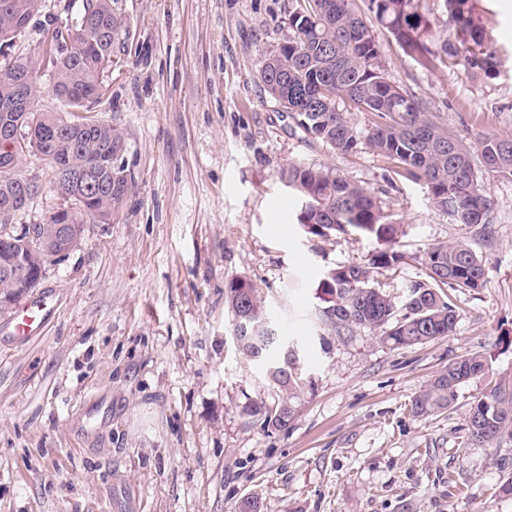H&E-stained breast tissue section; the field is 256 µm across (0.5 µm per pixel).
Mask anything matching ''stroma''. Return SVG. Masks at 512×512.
Segmentation results:
<instances>
[{"label": "stroma", "mask_w": 512, "mask_h": 512, "mask_svg": "<svg viewBox=\"0 0 512 512\" xmlns=\"http://www.w3.org/2000/svg\"><path fill=\"white\" fill-rule=\"evenodd\" d=\"M83 0H43L13 53L39 56L46 24L73 25ZM121 25L105 95L90 109L123 133L133 190L108 224L48 264L58 303L46 333L0 343V512H512L500 485L503 447L467 444L469 404L488 381L512 384V179L479 172L492 202L491 241L433 208L413 182L387 186L368 149L344 155L305 141L260 80L287 38L292 0H114ZM495 55L488 79L461 65L428 69L382 28L388 79L436 121L467 138L512 139V0H475ZM334 168L380 199L402 224L404 258L373 285L403 297L423 279L431 244L469 238L485 286L450 291L454 335L394 348L366 329L342 336L318 320L330 268L365 262L374 240L304 233L281 172ZM17 224H41L61 205L50 167ZM254 282L267 314L300 352L306 386L285 430L248 417L273 402L267 365L239 355L224 284ZM482 356L486 374L456 405L417 417L411 404L448 362Z\"/></svg>", "instance_id": "obj_1"}]
</instances>
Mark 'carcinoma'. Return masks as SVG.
<instances>
[{"label": "carcinoma", "instance_id": "cac0c4a2", "mask_svg": "<svg viewBox=\"0 0 512 512\" xmlns=\"http://www.w3.org/2000/svg\"><path fill=\"white\" fill-rule=\"evenodd\" d=\"M288 27L291 34L272 58L283 82L280 102L294 122L292 129L308 141L323 142L341 154L363 146L385 159L389 185L398 181L420 183L430 202L455 223L479 228L493 237L489 214L492 203L479 189L477 166L487 173L512 177V140L483 134L475 144L441 126L412 93L392 83L385 74L379 43L355 0H295ZM374 20L397 45L424 67L436 62L463 64L491 78L494 55L484 43L473 18V0H444L454 26L453 38L439 44L429 39L430 12L421 0H365ZM42 9V0H0V48L13 42ZM120 21L112 0H85L76 25L57 30L59 50L54 67V91L64 102L60 111L28 113L34 136L19 157L33 153L48 161L53 190L60 191L59 168L81 169L90 158L105 166L97 177L103 196L76 204L63 220L79 232L87 223H106L105 211L121 203L132 191L125 168L119 164L124 150L122 132L91 115L87 103L99 98L112 56V32ZM40 59L15 55L0 66V101L16 94L13 75L29 78L28 96L36 103L40 90L36 73ZM369 115L365 132L354 129L348 112ZM305 206L297 214L303 231L325 241L336 233H358L377 247L363 264L350 263L328 270L321 279L322 319L336 334L368 329L393 347H411L451 336L457 314L447 288L476 292L485 285L482 256L465 239L431 245L419 257L425 278L412 282L400 302L371 284L374 270L396 266L404 255L398 250L401 225L371 192L340 176L329 167L292 164L282 173ZM38 185H27L18 168H0V212L23 199H33ZM28 260L13 261L0 250V302L21 300L19 287L39 286L47 264L59 260L57 252L25 247ZM224 304L235 322L247 315L256 330L236 337L243 356L269 363L268 377L280 392L272 404L251 402L244 413L262 420L267 428H288L305 386L299 360L287 353L274 325L267 320L254 283L234 277L224 284ZM479 355L459 357L440 370L412 401L421 417L449 410L463 383L485 374ZM468 440L492 446L512 440V385L491 383L470 405L466 418Z\"/></svg>", "mask_w": 512, "mask_h": 512}]
</instances>
